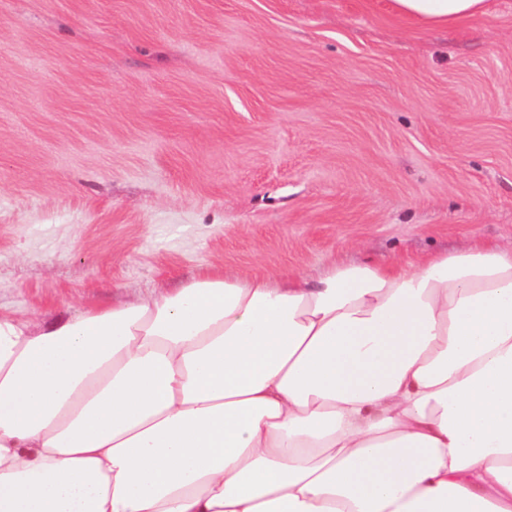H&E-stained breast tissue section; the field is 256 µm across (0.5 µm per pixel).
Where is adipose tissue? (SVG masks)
Returning a JSON list of instances; mask_svg holds the SVG:
<instances>
[{"instance_id": "adipose-tissue-1", "label": "adipose tissue", "mask_w": 512, "mask_h": 512, "mask_svg": "<svg viewBox=\"0 0 512 512\" xmlns=\"http://www.w3.org/2000/svg\"><path fill=\"white\" fill-rule=\"evenodd\" d=\"M0 512H512V244L0 313Z\"/></svg>"}]
</instances>
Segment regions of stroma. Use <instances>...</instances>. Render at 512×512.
I'll return each instance as SVG.
<instances>
[{"label": "stroma", "instance_id": "obj_1", "mask_svg": "<svg viewBox=\"0 0 512 512\" xmlns=\"http://www.w3.org/2000/svg\"><path fill=\"white\" fill-rule=\"evenodd\" d=\"M512 241V0H0V310ZM401 17L422 28H451L461 21L485 14L489 0H391Z\"/></svg>", "mask_w": 512, "mask_h": 512}]
</instances>
